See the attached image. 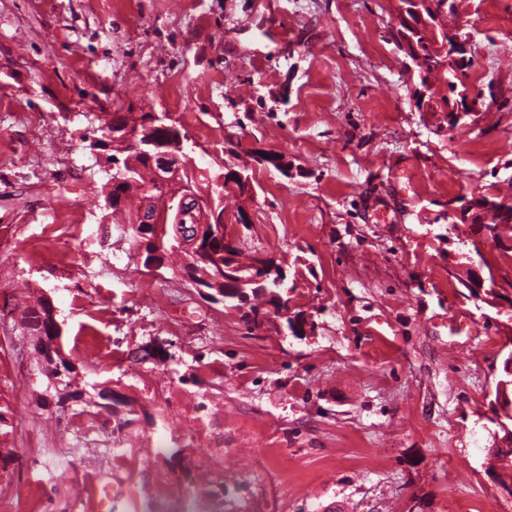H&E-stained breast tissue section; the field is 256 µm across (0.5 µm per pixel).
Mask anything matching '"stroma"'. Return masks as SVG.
Masks as SVG:
<instances>
[{
  "mask_svg": "<svg viewBox=\"0 0 512 512\" xmlns=\"http://www.w3.org/2000/svg\"><path fill=\"white\" fill-rule=\"evenodd\" d=\"M453 3L492 107L449 132L416 107L400 0H0V503L99 512L106 486V512H512L490 404L512 258L485 246L504 287L463 294L472 245L448 221L457 196L512 193V0ZM115 110L169 113L198 167L252 170L229 230L285 265L312 329L247 327L139 263L88 148ZM42 298L80 379L132 403L123 433L37 408L20 320ZM157 341L168 359L134 360Z\"/></svg>",
  "mask_w": 512,
  "mask_h": 512,
  "instance_id": "35a3bbf8",
  "label": "stroma"
}]
</instances>
